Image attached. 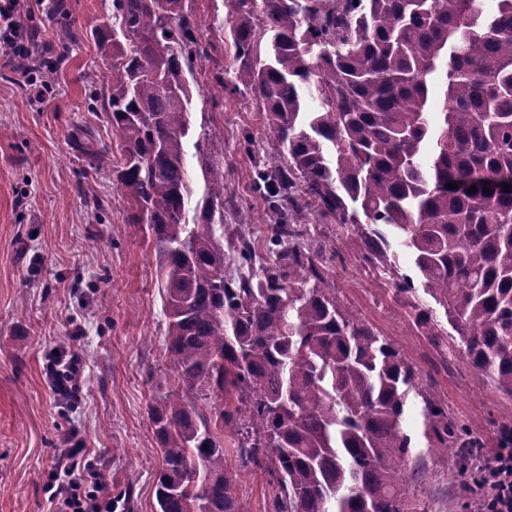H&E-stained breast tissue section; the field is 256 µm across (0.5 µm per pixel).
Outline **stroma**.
Listing matches in <instances>:
<instances>
[{
    "instance_id": "stroma-1",
    "label": "stroma",
    "mask_w": 512,
    "mask_h": 512,
    "mask_svg": "<svg viewBox=\"0 0 512 512\" xmlns=\"http://www.w3.org/2000/svg\"><path fill=\"white\" fill-rule=\"evenodd\" d=\"M68 3L69 21L83 37L42 95L26 93L0 47V127L6 131L0 138V512H49L44 483L56 448L70 434L102 449L113 493L132 490L133 512H152L160 461L149 407L171 391L175 377L158 245L148 225L128 219L110 169L93 185L100 207L79 192L88 160L72 149V134L88 126L100 146L114 151L119 144L89 100L106 70L86 33L107 19L111 0ZM193 5L216 51L188 78V167L200 179L194 148L200 131L223 141L226 193L236 203L224 212V251L232 253L243 234L264 261L271 220L252 192V174L264 154L266 117L252 94L225 92L223 107L213 108L214 65H223L228 79L237 66L221 30L229 8L224 0ZM308 224L312 236L337 248L322 258L337 302L412 357L422 392L492 442L499 427L512 423V400L478 377L463 352H450L443 311H436V334L428 336L412 318L413 304L430 301L423 290L395 292L388 276L363 261L355 230L318 216ZM60 346L87 364V399L74 411L54 396L43 373L46 355ZM409 466L408 493L426 501L430 512H474L478 495L454 458L427 454ZM238 492L250 512H272L269 473L241 471Z\"/></svg>"
}]
</instances>
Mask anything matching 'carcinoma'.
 <instances>
[{
  "mask_svg": "<svg viewBox=\"0 0 512 512\" xmlns=\"http://www.w3.org/2000/svg\"><path fill=\"white\" fill-rule=\"evenodd\" d=\"M226 2L233 87L257 95L270 129L253 177L274 221L259 275L244 238L241 273L226 272L224 143L206 131L191 207L186 74L215 49L191 0H112L90 31L107 71L95 97L120 140L113 182L159 244L176 370L174 393L149 408L154 512H249L237 485L252 466L276 482L273 512H429L404 483L410 392L426 452L463 465L484 443L418 391L407 354L337 304L320 261L336 247L307 241L304 222L356 226L363 259L411 293L379 226L392 228L459 350L512 398V192H485L512 183V0L491 12L484 0ZM68 13L51 0L54 43L14 62L44 86L78 39ZM95 145L87 129L74 137L88 157ZM413 317L435 336L433 307Z\"/></svg>",
  "mask_w": 512,
  "mask_h": 512,
  "instance_id": "obj_1",
  "label": "carcinoma"
}]
</instances>
